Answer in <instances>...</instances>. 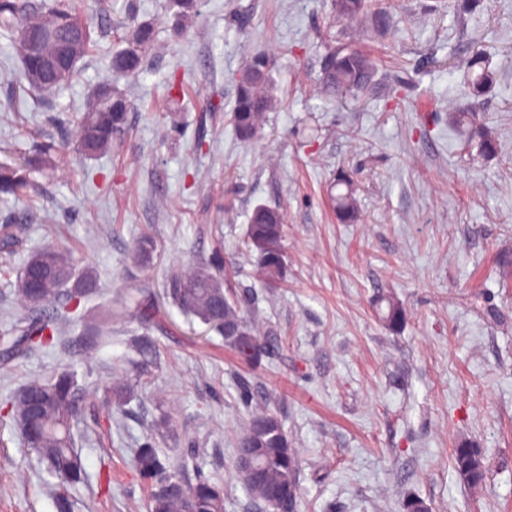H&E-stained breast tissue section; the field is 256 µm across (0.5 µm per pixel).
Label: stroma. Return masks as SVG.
<instances>
[{"mask_svg": "<svg viewBox=\"0 0 512 512\" xmlns=\"http://www.w3.org/2000/svg\"><path fill=\"white\" fill-rule=\"evenodd\" d=\"M153 21L143 69L120 80L128 103L121 143L84 159L73 128L51 115L84 111L109 80L124 37V2ZM164 0H103L112 29L81 63V79L34 109L19 62L0 37V165L21 162L53 138L63 149L34 194L0 200V225H22L0 253V325L18 313L13 282L32 250L52 243L97 272L94 304L112 303L132 281L157 307L150 330L163 368L141 377L127 412L104 415L107 387L134 377V329L113 326L76 366L94 420L78 447L87 472L70 489L72 512H146L132 465L164 402L174 435L158 446L194 453L224 486V512H266L239 479L237 441L251 416L275 411L299 455L296 512H512V0H385L386 26H330V0H200L177 24ZM358 43L384 61L370 85L337 96L319 84L331 43ZM269 52L276 106L246 144L229 122L249 53ZM482 55L492 82L468 92L461 61ZM412 86L398 90L395 64ZM16 106H9V97ZM460 104L494 141L484 155L457 139L448 114ZM355 189L358 218L333 209L339 176ZM260 204L286 225L283 282L255 278L247 227ZM156 242L152 264L127 276L140 233ZM222 251L236 275L227 288L256 297L250 315L277 332L274 358L240 363L221 336L163 296L170 265ZM405 319H383L389 303ZM73 364L66 349L0 359V399ZM250 384L242 395L240 380ZM480 448L481 486L455 469L454 448ZM55 480L0 412V512H57Z\"/></svg>", "mask_w": 512, "mask_h": 512, "instance_id": "stroma-1", "label": "stroma"}]
</instances>
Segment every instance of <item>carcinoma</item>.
<instances>
[{"label": "carcinoma", "instance_id": "carcinoma-1", "mask_svg": "<svg viewBox=\"0 0 512 512\" xmlns=\"http://www.w3.org/2000/svg\"><path fill=\"white\" fill-rule=\"evenodd\" d=\"M84 0H0V35L6 36L21 62L20 81L27 84L26 93L33 103L47 107L57 91L81 77L79 62L96 45L93 34L98 32L92 17L81 10ZM199 0H166L165 9L174 11L180 20L198 15ZM385 10L379 0H335L334 20L342 24L355 22L360 26L378 28L385 23ZM56 30L73 40L76 55L68 73L59 80L51 78L32 83L29 71L54 52L48 42L31 48L28 32L33 28ZM126 47L112 55V100L102 101L98 95L87 111L66 118L76 130V150L85 159L96 158L116 144L127 123V101L117 88L118 82L139 72L152 53L155 27L151 21H140L128 11ZM484 60L471 58L468 69L469 90L483 92L492 82ZM481 71H475V67ZM378 63L361 48L338 44L329 48L323 84L330 93L363 90L376 76ZM274 105L269 75L268 54L257 51L245 61L237 81V92L231 114V125L243 142L251 141L266 122V113ZM474 112L459 106L449 120L450 128L463 132L473 124ZM56 142L48 138L34 149L21 166H0V197H18L34 190L30 173H40L55 167ZM345 191L336 194V213L340 221L356 219L354 188L346 177L337 180ZM15 224L0 225V250L9 253L17 236ZM285 231L282 214L275 208L258 205L252 212L247 228L249 248L257 254V274L264 284L274 287L285 277ZM156 251L154 239L147 233L134 241L129 254L127 272L150 265ZM38 274L40 287L31 288L33 274ZM228 276L219 253L206 260L184 267L173 265L167 271L164 294L167 302L183 314L199 320L224 339L237 357L255 363L278 353V346L260 336L253 320L245 311L254 303L253 293L224 289ZM97 275L87 266L77 267L70 251L47 244L39 248L16 272L14 295L23 315L10 324L0 326V355L7 359L26 357L51 347L57 340L58 326L77 321L80 333L73 337L74 355H86L99 345L102 335L113 322L134 324L143 333L133 340L138 373L148 374L161 366V355L149 337L148 327L153 307L137 296L121 299L111 306L95 311L78 312L80 304L96 293ZM77 372L67 366L53 375L35 379L20 387L3 403L16 423L25 447L35 452L48 470L58 479L57 512H70L68 489L86 479V472L77 449L76 432L84 420L86 406L76 380ZM134 396V386L127 380L115 382L106 391L108 407L121 410ZM41 402V412L33 420L25 419L26 403ZM171 418L163 412L153 423V433L136 450L133 464L137 477L149 490L147 512H224V486L206 477L198 466H189L182 457L176 463L161 453L156 439L170 433ZM238 448H256L265 483L247 484L245 488L255 499L268 496L267 485L274 486L280 501L279 512H295L298 499V453L284 429L282 419L271 410L254 414L240 437ZM457 469L468 468L467 482L480 485L485 481L483 463L471 456V449H454Z\"/></svg>", "mask_w": 512, "mask_h": 512}]
</instances>
